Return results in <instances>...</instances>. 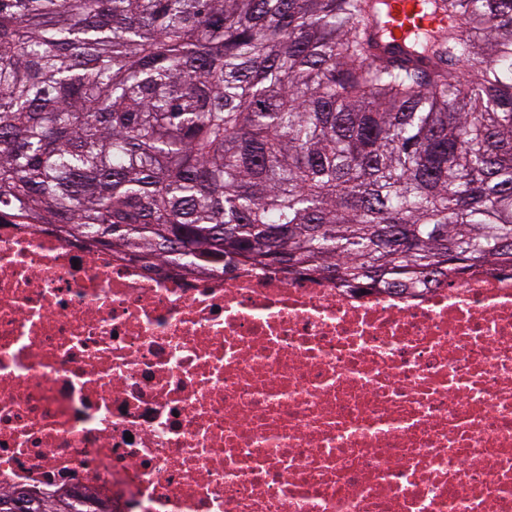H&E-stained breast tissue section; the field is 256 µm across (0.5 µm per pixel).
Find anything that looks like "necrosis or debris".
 <instances>
[{
	"label": "necrosis or debris",
	"mask_w": 512,
	"mask_h": 512,
	"mask_svg": "<svg viewBox=\"0 0 512 512\" xmlns=\"http://www.w3.org/2000/svg\"><path fill=\"white\" fill-rule=\"evenodd\" d=\"M112 512H512V270L417 295L0 225V488Z\"/></svg>",
	"instance_id": "necrosis-or-debris-1"
}]
</instances>
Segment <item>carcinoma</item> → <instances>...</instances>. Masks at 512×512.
<instances>
[{"label": "carcinoma", "instance_id": "1", "mask_svg": "<svg viewBox=\"0 0 512 512\" xmlns=\"http://www.w3.org/2000/svg\"><path fill=\"white\" fill-rule=\"evenodd\" d=\"M420 6L399 43L390 0H0V220L348 287L512 267V0Z\"/></svg>", "mask_w": 512, "mask_h": 512}]
</instances>
